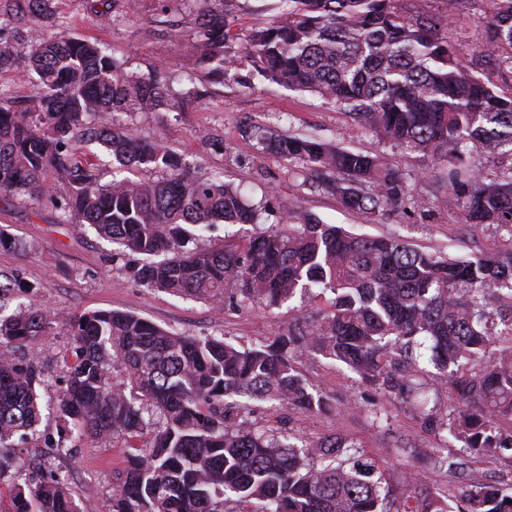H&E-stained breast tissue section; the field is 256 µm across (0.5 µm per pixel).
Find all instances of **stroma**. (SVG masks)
I'll use <instances>...</instances> for the list:
<instances>
[{"instance_id":"obj_1","label":"stroma","mask_w":512,"mask_h":512,"mask_svg":"<svg viewBox=\"0 0 512 512\" xmlns=\"http://www.w3.org/2000/svg\"><path fill=\"white\" fill-rule=\"evenodd\" d=\"M403 13L447 19L446 35L463 61H470L485 40L493 11L491 0H397ZM281 0H224V21L229 31L225 58L230 75L216 84L197 76L196 55L190 34L197 17L195 0H170L168 15H161L157 0H110L90 8L87 0H56L58 23L85 38L101 41L124 64L126 73L145 75L161 70L175 92L168 107L138 112H116L115 124L135 129L141 136L164 134L167 146L202 161L206 170L223 171L267 208L258 224H218L206 233L215 243L238 242L275 225L287 223L296 212L309 213L326 224H338L358 235L404 240L424 249H441L471 257L495 248L500 239L494 226L471 227L460 234L457 211L443 206L446 187L428 176L431 159L401 152L359 127L343 109L326 104L319 96L259 81L244 57V38L254 28L273 24ZM196 74L197 96L180 100L188 74ZM260 126L319 136L332 143L365 153L389 155L422 200L421 210L386 212L366 219L344 209L335 196L304 187L302 164L288 163L258 150L244 130ZM67 192L52 183L49 196L0 203V229L17 242L0 248V272L19 283L16 297L25 304L47 306L67 316L91 310L134 313L161 327L193 336H223L249 346L286 332L298 317L297 307H322L321 298L295 299L293 307L234 308L155 292L140 284L136 270L139 255L119 252L88 226L67 224L54 201ZM72 338L58 326L42 338L35 351H20L18 359L37 354L43 367L44 400L55 399L66 385L64 354ZM299 367L308 380L334 399L329 414L297 415L293 433L314 440L340 435L357 441L382 467L391 486L413 474L419 491L432 492L448 483L433 467L432 450L438 435L419 427L411 408L390 396L362 386L357 375L314 355H303ZM381 420H374L373 411ZM59 421L45 413L40 439L31 441L18 464L20 473L36 468L68 473L83 512H101L112 491V480L128 454L121 443H85L67 453L47 447Z\"/></svg>"}]
</instances>
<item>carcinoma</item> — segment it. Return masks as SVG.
<instances>
[{
	"label": "carcinoma",
	"mask_w": 512,
	"mask_h": 512,
	"mask_svg": "<svg viewBox=\"0 0 512 512\" xmlns=\"http://www.w3.org/2000/svg\"><path fill=\"white\" fill-rule=\"evenodd\" d=\"M201 4L193 48L208 77L224 81V0ZM281 19L250 31L254 75L315 94L349 111L380 140L428 157L448 184V208L465 225L507 231L473 258L425 251L398 239L357 236L309 214L289 216L240 245H200L219 222L255 224L221 171L112 123L114 112L168 105L155 73L131 78L97 41L52 25L37 36L0 25V71L26 63L30 93L0 105V202L49 195L59 208L124 252L143 256L140 283L154 291L238 307H279L317 287L327 307L273 339L240 348L215 336L160 327L136 314L93 310L66 321L73 360L57 399L54 447L122 438L133 449L115 476L105 512H512L499 482L468 474L471 457L512 474V175L488 179L464 165L474 150L512 157V95L478 75L512 69V0L495 11L473 67L443 33L447 23L410 16L395 0H286ZM53 21V0H8L0 16ZM262 151L298 160L315 187L359 215L419 207L391 157L306 134L268 135ZM99 145L117 170H154V180L103 183L88 152ZM15 282L0 274V477L39 435L43 371L35 345L59 325L47 308L6 310ZM26 349L19 361L14 352ZM312 353L345 367L372 390L414 406L442 436L435 462L460 479L420 497L414 481L394 493L355 441L309 442L254 415L331 409L297 358ZM448 386V407L430 387ZM0 512H82L63 471L38 470L8 490Z\"/></svg>",
	"instance_id": "1"
}]
</instances>
